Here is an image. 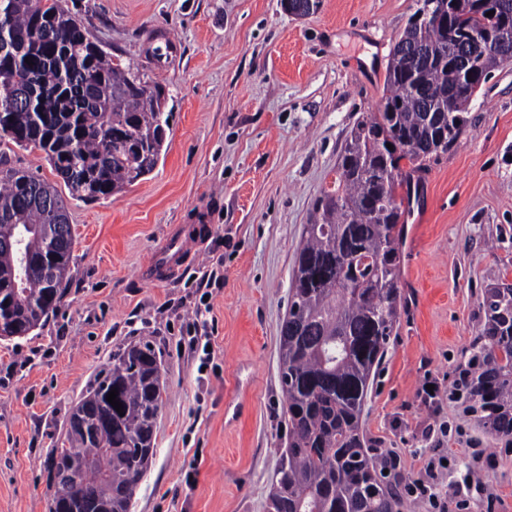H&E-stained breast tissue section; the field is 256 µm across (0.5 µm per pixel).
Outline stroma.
Segmentation results:
<instances>
[{"label": "stroma", "instance_id": "obj_1", "mask_svg": "<svg viewBox=\"0 0 512 512\" xmlns=\"http://www.w3.org/2000/svg\"><path fill=\"white\" fill-rule=\"evenodd\" d=\"M90 37L144 67L166 92L160 161L122 192L67 198L75 236L58 309L29 335L0 339V512H48L46 460L83 393L117 354L150 342L167 391L157 456L131 512H266L288 417L279 377L302 227L352 126L376 111L389 52L416 0H320L305 17L280 0H61ZM168 33L172 62L144 57ZM430 159L406 222L404 307L362 421L395 459L400 512L429 458L448 512H512V445L454 395L477 340L486 288L512 283V63ZM194 241L183 273L144 277L169 230ZM215 370L182 343L207 272ZM196 472L187 485L188 472Z\"/></svg>", "mask_w": 512, "mask_h": 512}]
</instances>
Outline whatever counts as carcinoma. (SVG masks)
Listing matches in <instances>:
<instances>
[{
    "mask_svg": "<svg viewBox=\"0 0 512 512\" xmlns=\"http://www.w3.org/2000/svg\"><path fill=\"white\" fill-rule=\"evenodd\" d=\"M7 33L32 64L0 70V139L46 153L69 194L109 197L157 165L170 113L159 86L92 41L60 0H7ZM436 20L415 10L393 45L378 111L358 121L338 163L336 189L303 225L280 328L279 371L288 415L267 512H394L399 482L385 480L361 416L401 307L404 225L425 159L461 136L472 98L453 64L463 41L489 76L504 59L488 47L501 24L483 0H437ZM37 89L31 108L4 104L3 88ZM393 149H388L387 145ZM407 164H402V161ZM23 240L31 264L7 241ZM74 246L57 187L0 155V337L28 335L64 297ZM468 409L512 442V288L486 289ZM118 390V413L106 400ZM166 384L151 346L119 354L73 406L63 446L49 459L67 474L48 512H130L131 481L157 455Z\"/></svg>",
    "mask_w": 512,
    "mask_h": 512,
    "instance_id": "obj_1",
    "label": "carcinoma"
}]
</instances>
